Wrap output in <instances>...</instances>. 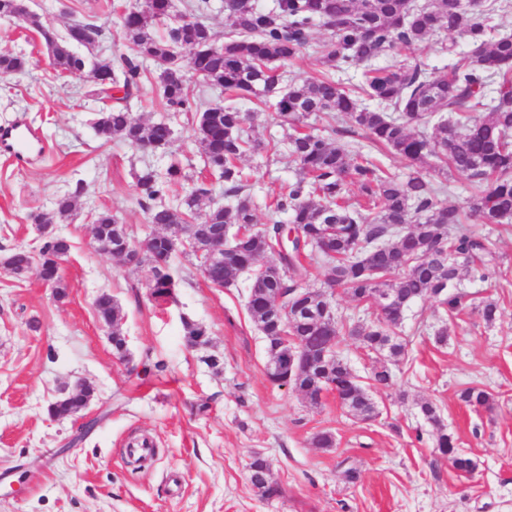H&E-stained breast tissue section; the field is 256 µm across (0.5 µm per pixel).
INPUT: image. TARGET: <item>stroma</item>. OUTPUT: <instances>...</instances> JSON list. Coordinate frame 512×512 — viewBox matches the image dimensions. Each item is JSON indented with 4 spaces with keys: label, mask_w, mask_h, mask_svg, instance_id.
<instances>
[{
    "label": "stroma",
    "mask_w": 512,
    "mask_h": 512,
    "mask_svg": "<svg viewBox=\"0 0 512 512\" xmlns=\"http://www.w3.org/2000/svg\"><path fill=\"white\" fill-rule=\"evenodd\" d=\"M135 0H31L55 27L86 20L103 29L96 54L110 60L131 47L114 24V10ZM24 53L19 74H0V127L25 122L40 128L48 149L20 167L0 156V261L19 243L40 246L32 215L48 212L58 194L83 184L75 215L56 224L71 250L62 267L64 299L36 273L18 277L0 265V512H512V224L469 228L488 237L502 256L499 275L485 282L461 278L471 298L491 299L500 314L485 323L474 309L448 320L428 297L406 312L400 335L406 356L390 363L392 386L370 385L381 358L347 334L335 349L376 404L372 419L355 418L334 394L309 405L266 377L265 341L246 307L248 282L218 288L202 276L194 256L177 253L174 297L156 302L146 267H128L97 251L93 216L116 214L131 240L157 230L140 206L139 175L182 163L191 182L211 183L194 141V112L178 113L174 156L103 143L93 129L99 104L87 97L90 73L56 75L38 35L0 18V49ZM437 41L389 51L377 67L449 65ZM246 130L266 150L240 166L267 223V199L294 181L298 167L268 145L283 140L273 104L243 101ZM110 293L122 309L129 360L112 351L109 328L93 301ZM206 325V350L188 347L183 319ZM447 327L440 345L435 332ZM216 355L219 369L201 360ZM165 371H154L155 362ZM84 381L88 406L55 419L49 406ZM483 385L492 409L473 410L459 399ZM432 403L448 433L476 463L464 474L433 446L435 427L420 412ZM335 444L317 448V433ZM270 463L280 496L265 499L249 482L254 455ZM359 479L349 483L348 469Z\"/></svg>",
    "instance_id": "stroma-1"
}]
</instances>
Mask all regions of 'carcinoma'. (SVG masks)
<instances>
[{
  "label": "carcinoma",
  "mask_w": 512,
  "mask_h": 512,
  "mask_svg": "<svg viewBox=\"0 0 512 512\" xmlns=\"http://www.w3.org/2000/svg\"><path fill=\"white\" fill-rule=\"evenodd\" d=\"M209 2L194 0L183 13L188 21L182 22L173 14L172 0H141L139 6L115 17L133 54L108 62H89L102 36L101 26L93 22H69L58 30L31 10L27 0H0V16L14 18L40 35L58 74H74L92 64V95L102 103L93 128L106 142L118 137L154 152L171 149L175 135L171 119L143 125L127 109L149 63L157 68L160 95L174 113L188 107L192 75L238 98L275 99L281 123L290 130L286 153L298 165L299 174L276 199L273 212L289 214V223L297 226L301 239L286 243L280 221L273 218L239 241L233 258L214 261L202 275L221 288L248 276L247 309L265 339L266 369L276 373L282 371V334L298 336L310 348H320L340 334L337 318L315 323L310 316L320 311L322 300L318 291L303 288V260L318 251L330 267L325 289L340 288L354 299L378 290L389 296L387 307L377 314L378 324L359 321L357 327L365 348L398 360L405 355L406 344L397 330L413 302L433 297L454 319L469 307L466 295L452 292L460 274L485 281L500 270L486 239L465 224L469 219L512 224V34L498 32L495 23L512 8V0H475L473 5L465 0H428L422 5L416 0H276L270 9L259 8L255 0H222L228 31L219 45L212 28L200 19L209 11ZM159 23L166 24L167 35H157ZM321 28L331 35L318 44L313 32ZM442 35L459 36L469 50L457 51L454 42L442 45L453 62L438 72L402 64L370 70L362 84L351 88L325 74L290 84L284 91L272 77L276 63L291 61L310 48L329 66L348 69L368 64L393 48ZM77 47L85 48L88 55L78 54ZM176 47L188 53L190 70H185L183 57L173 55ZM26 66L25 55L0 52V73L22 72ZM360 97L379 108L359 106ZM332 112L348 115L373 146L392 150L409 161L413 171L401 177L381 170L360 144L350 159L330 138L309 129L310 116ZM246 121L247 114L234 104L196 107L193 131L200 158L223 182L224 196L233 199L201 217L215 234L255 223V205L245 194L239 161L261 149L262 143L245 134ZM426 166L467 176L473 189L468 211L439 199L438 188L423 173ZM185 180L184 168L176 161L138 177L148 223L173 230L196 221L193 208L211 189L200 185L178 204L167 200L168 187ZM350 183L358 184L361 193L353 203L347 197ZM82 193L83 186L76 184L38 218L51 224L73 216ZM69 251L68 240L59 235L44 241L36 252L16 246L7 255L8 270L15 274L37 264L42 278L60 291L64 285L54 257ZM176 251L170 235L158 234L139 261L149 265L148 288L157 300L174 288L170 260ZM280 298L300 309V318L288 324L276 320L274 304ZM94 307L98 319L112 327L113 351L124 356L127 339L118 328L120 306L103 292ZM183 327L190 347L209 343L205 325L186 320ZM325 391L336 393L355 414L372 413L365 389L339 357L325 379L307 375L299 383V393L315 405ZM89 397L88 391L72 393L52 403L49 414L57 419L72 417ZM459 397L473 408H491V393L482 386H468ZM421 412L435 425L439 455L460 472L473 471L475 462L445 431L433 405L422 404ZM249 480L265 499L280 494L270 481V465L261 457L251 460Z\"/></svg>",
  "instance_id": "carcinoma-1"
}]
</instances>
